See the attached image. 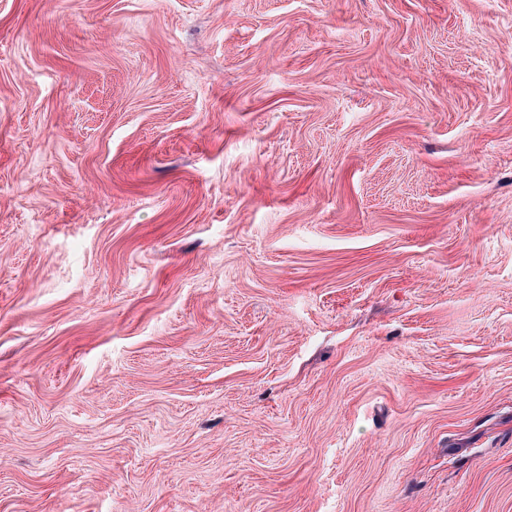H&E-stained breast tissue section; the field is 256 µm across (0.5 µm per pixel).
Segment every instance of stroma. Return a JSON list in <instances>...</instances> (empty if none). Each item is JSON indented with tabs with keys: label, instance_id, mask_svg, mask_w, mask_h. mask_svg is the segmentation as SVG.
Masks as SVG:
<instances>
[{
	"label": "stroma",
	"instance_id": "obj_1",
	"mask_svg": "<svg viewBox=\"0 0 512 512\" xmlns=\"http://www.w3.org/2000/svg\"><path fill=\"white\" fill-rule=\"evenodd\" d=\"M0 512H512V0H0Z\"/></svg>",
	"mask_w": 512,
	"mask_h": 512
}]
</instances>
